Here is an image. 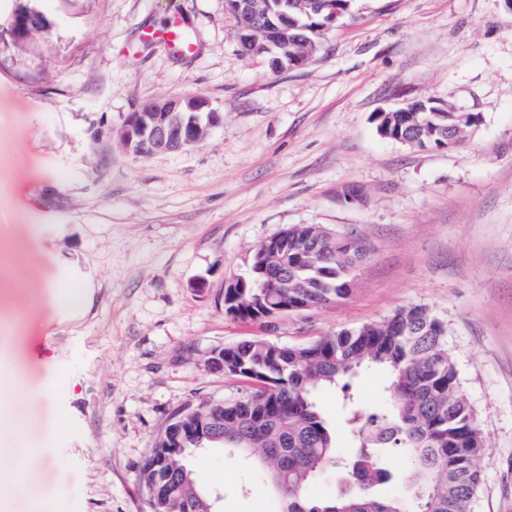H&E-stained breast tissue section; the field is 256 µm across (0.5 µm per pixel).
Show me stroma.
<instances>
[{
	"instance_id": "1",
	"label": "stroma",
	"mask_w": 512,
	"mask_h": 512,
	"mask_svg": "<svg viewBox=\"0 0 512 512\" xmlns=\"http://www.w3.org/2000/svg\"><path fill=\"white\" fill-rule=\"evenodd\" d=\"M178 7L194 55L143 43ZM49 35L0 28V213L34 225L27 325L0 321V405L28 398L0 439L36 494L0 512H150L139 470L171 416L242 395L215 350L300 344L410 305L445 324L486 444L473 512H512V10L503 0H356L303 67L241 55L225 0H37ZM195 94L222 122L204 142L136 155L118 133L143 102ZM433 97L478 121L448 148L382 137L374 116ZM291 224H321L366 255L338 303L241 322L227 279ZM85 289L81 308L72 289ZM57 340L44 344L48 332ZM56 381L53 400L37 396ZM193 467L220 512H277L269 485L209 450Z\"/></svg>"
}]
</instances>
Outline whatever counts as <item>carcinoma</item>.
I'll list each match as a JSON object with an SVG mask.
<instances>
[{
    "label": "carcinoma",
    "mask_w": 512,
    "mask_h": 512,
    "mask_svg": "<svg viewBox=\"0 0 512 512\" xmlns=\"http://www.w3.org/2000/svg\"><path fill=\"white\" fill-rule=\"evenodd\" d=\"M291 15L311 30L329 9L325 0H308ZM439 138L448 132V113L418 115ZM316 224L281 229L277 250H255L249 271L224 289L225 313L240 321H259L280 307L318 308L351 293L362 260L355 241L326 239ZM278 288H262L265 276ZM224 374L252 385L224 400V407L200 403L175 413L144 460L139 482L154 501L155 512H213L209 491L188 463L199 453L219 448L224 457L242 459L256 481L275 478L283 488L281 512H405L400 497L381 490L396 478L414 493L416 512H471L481 483L475 458L485 445L475 412L465 398L456 366L448 356L447 328L426 307L404 308L390 319L344 329L303 344H279L254 338L218 351ZM387 369L388 396L363 409L350 427L351 447L336 449L335 430L318 409L316 390L340 389L344 405H357L352 382L363 366ZM400 453L410 466L393 474L391 457ZM337 470L342 484L319 500L305 496L313 477Z\"/></svg>",
    "instance_id": "1"
}]
</instances>
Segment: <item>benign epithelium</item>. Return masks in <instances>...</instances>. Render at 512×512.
Wrapping results in <instances>:
<instances>
[{
  "mask_svg": "<svg viewBox=\"0 0 512 512\" xmlns=\"http://www.w3.org/2000/svg\"><path fill=\"white\" fill-rule=\"evenodd\" d=\"M232 6L239 17V43L261 46L272 70L301 67L314 54L315 48L308 45V38L304 35L308 26L289 24L287 11L273 9L267 0H234ZM30 18L29 13L13 12L9 18L11 32L18 37L25 36L29 30ZM427 103L432 112L458 114V121L448 124L447 138L450 144L457 140L462 130L459 122L474 124L478 120V116L457 111L439 100L429 98ZM168 112L202 113L208 120L192 124L175 134L166 116ZM220 121V112L202 96L165 97L137 109L122 131L121 141L127 150L134 153L142 152L145 143L150 144L155 152L176 150L201 142Z\"/></svg>",
  "mask_w": 512,
  "mask_h": 512,
  "instance_id": "benign-epithelium-1",
  "label": "benign epithelium"
}]
</instances>
